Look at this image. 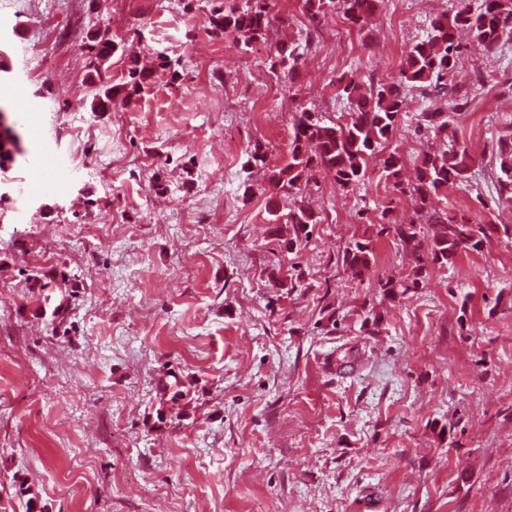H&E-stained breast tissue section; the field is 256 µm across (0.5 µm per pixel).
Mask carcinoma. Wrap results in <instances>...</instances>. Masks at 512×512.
Instances as JSON below:
<instances>
[{
    "label": "carcinoma",
    "mask_w": 512,
    "mask_h": 512,
    "mask_svg": "<svg viewBox=\"0 0 512 512\" xmlns=\"http://www.w3.org/2000/svg\"><path fill=\"white\" fill-rule=\"evenodd\" d=\"M303 13L310 22L317 23L332 12L343 14L351 27L362 30L384 5V0H301ZM272 30L269 0H222L209 15V32L215 37L230 39L242 50L258 39H267ZM465 32L485 54L497 51L500 42L512 36V0H481L474 9L469 0H457L454 13L430 23L426 37L411 46L402 62L395 81L370 83L364 86L357 73H344L336 79V96L344 98L351 106L348 120L327 123L309 110L296 113L289 138L285 162L268 167V146L257 141L247 151L248 163L260 168H270L273 192L268 205L269 221H285L287 229L276 228L285 235L283 245L288 251L303 248L310 239V227L320 223L315 210L298 200L304 183L312 172L332 177L337 185L352 190L368 179V160L384 153L381 167L392 183V188L404 191L401 155L393 150L385 152L396 132L401 113L406 104L405 90L421 88L423 94L448 101V110L436 108L421 116L427 133L442 141L443 147L422 154L417 182L409 187L421 224H393V237L402 249L414 257L413 278L408 283L396 284L391 280L378 281L385 295H405L417 287L425 266L437 263L452 265L458 254L478 250L490 235L499 231L512 234L508 225H474L459 222L446 212L433 208V201L450 186H463L468 182L472 157L467 149L457 144L455 132L449 131L450 118L469 111L468 94H452L451 79L459 57L466 45L458 36ZM81 48L86 57L87 82L92 87L90 110L93 115L110 112L115 103H128L139 94L149 77L145 70L131 65L126 81L121 87L106 83L101 67L120 48L110 30L99 28L88 31L81 38ZM310 49L294 41L277 48L271 58L270 70L283 71L289 76L298 73L304 52ZM11 110L0 104V170H9L17 158L24 156L21 135L10 125ZM498 166V195L503 205L512 207V141H498L496 153ZM343 264L353 277L364 280L373 273L375 254L370 240L354 235L344 248Z\"/></svg>",
    "instance_id": "1"
}]
</instances>
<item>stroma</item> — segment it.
<instances>
[{
	"mask_svg": "<svg viewBox=\"0 0 512 512\" xmlns=\"http://www.w3.org/2000/svg\"><path fill=\"white\" fill-rule=\"evenodd\" d=\"M213 2L0 0V101L27 151L0 206V491L15 512L30 498L38 512H512V236L392 298L379 281L409 282L414 261L380 214L408 223L410 196L375 166L351 191L314 173L302 195L321 221L289 253L246 155L259 140L280 163L299 110L345 122L335 79H396L454 0H385L359 32L271 0L273 38L246 51L211 36ZM70 9L78 37L109 28L174 73L92 117L86 87L34 47ZM78 37L64 55L82 66ZM291 39L311 49L295 78L274 77V44ZM511 84L512 39L462 53L470 185L436 209L512 225L495 178ZM407 101L389 146L412 184L438 143L417 127L429 98ZM48 156L59 179L32 190ZM355 234L372 242L369 282L342 262Z\"/></svg>",
	"mask_w": 512,
	"mask_h": 512,
	"instance_id": "stroma-1",
	"label": "stroma"
}]
</instances>
